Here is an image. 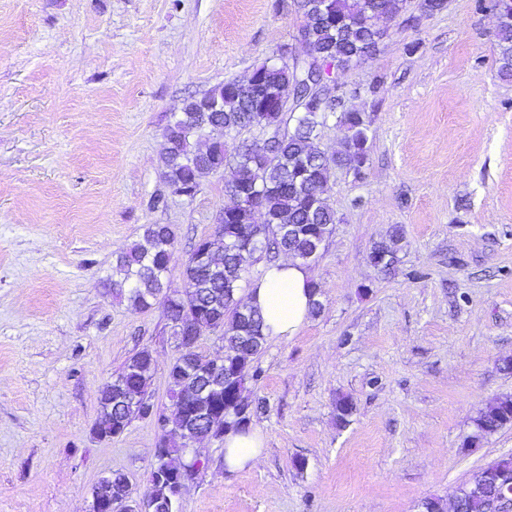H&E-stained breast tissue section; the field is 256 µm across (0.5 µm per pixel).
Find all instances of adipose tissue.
I'll return each mask as SVG.
<instances>
[{"instance_id":"adipose-tissue-1","label":"adipose tissue","mask_w":512,"mask_h":512,"mask_svg":"<svg viewBox=\"0 0 512 512\" xmlns=\"http://www.w3.org/2000/svg\"><path fill=\"white\" fill-rule=\"evenodd\" d=\"M312 275L292 259L267 265L253 281L246 302L260 309L266 338L281 340L296 335L310 316ZM264 440L259 430L228 432L224 437V463L228 468L251 467L261 459Z\"/></svg>"}]
</instances>
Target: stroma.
<instances>
[{"label":"stroma","mask_w":512,"mask_h":512,"mask_svg":"<svg viewBox=\"0 0 512 512\" xmlns=\"http://www.w3.org/2000/svg\"><path fill=\"white\" fill-rule=\"evenodd\" d=\"M303 21L294 0H0V512H87L103 475L145 492L162 432L92 433L98 397L140 350L168 403L180 351L160 307L112 293L145 224L176 234L170 288L212 233L225 173L171 193L160 144L184 100L242 79ZM373 59L337 71L372 138L361 174L332 170L336 224L309 269L322 308L266 340L247 394L265 440L252 467L223 439L180 512H420L512 455V427L470 444L475 413L512 396V80L498 16L477 0L380 21ZM161 194L165 207L150 200ZM393 242L390 273L376 243ZM353 412L336 423V400Z\"/></svg>","instance_id":"stroma-1"}]
</instances>
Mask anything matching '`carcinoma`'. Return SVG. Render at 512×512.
Instances as JSON below:
<instances>
[{
    "mask_svg": "<svg viewBox=\"0 0 512 512\" xmlns=\"http://www.w3.org/2000/svg\"><path fill=\"white\" fill-rule=\"evenodd\" d=\"M406 0H297V9L308 30L305 55L318 60L332 57L343 67L357 66L373 58L384 41L378 28L381 17L401 15ZM506 17L499 22L496 38L498 72L512 79V0L482 4ZM302 66L284 64L253 69L244 80L228 79L200 98L186 100L169 121L160 150L166 184L173 192L194 197L203 181L228 172L224 188L233 199L221 217L224 237L199 239L184 265L187 288L168 291L169 263L175 252L174 231L167 224H145L140 238L116 259L112 275L127 285L125 298L134 309L162 307L168 325L186 315L214 327L224 342V374L214 375L209 365L188 372L185 350L168 367L169 406L160 411L152 401L153 356L147 349L134 354L99 397L94 433L100 439L121 435L135 419L157 418L164 434L158 444L160 466L152 468L149 487L140 500L132 499L128 478L121 473L100 477L93 489L111 500H124L130 512H168L172 503L169 478L164 470L188 465L182 430L202 425L214 437L248 427L258 406L244 396L247 372L265 343L263 320L253 306L240 305L237 295L249 274V259L256 253L275 258L282 253L304 264L316 260L336 224L335 212L323 199L329 171L346 168L360 174L367 161L369 125L357 113L342 111L337 117L342 148L330 160L315 145L329 114L342 106V98L327 83L319 91L305 82ZM294 96L287 112H280L273 98L288 89ZM254 126L274 127L282 135L269 144H243L230 153L226 137ZM264 215L266 231L259 240L250 238L256 213ZM370 259L387 273L395 263V249L381 242ZM201 379L211 380L207 399L188 418L180 410L188 388ZM137 399L141 407L129 406ZM472 441L512 426V399L505 397L480 410L473 418Z\"/></svg>",
    "mask_w": 512,
    "mask_h": 512,
    "instance_id": "obj_1",
    "label": "carcinoma"
}]
</instances>
